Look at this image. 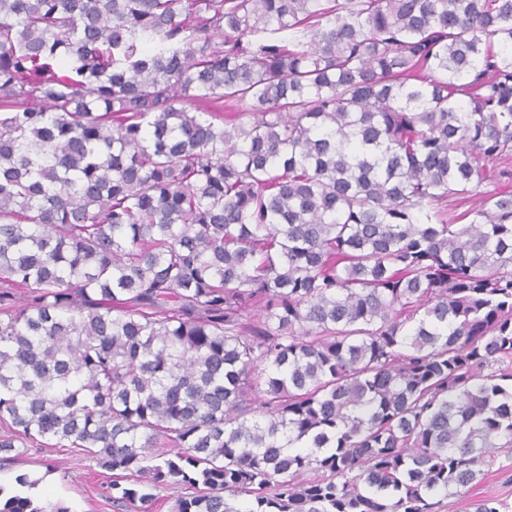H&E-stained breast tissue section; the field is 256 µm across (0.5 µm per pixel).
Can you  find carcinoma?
<instances>
[{"label":"carcinoma","instance_id":"obj_1","mask_svg":"<svg viewBox=\"0 0 512 512\" xmlns=\"http://www.w3.org/2000/svg\"><path fill=\"white\" fill-rule=\"evenodd\" d=\"M0 424L120 512L480 483L512 447V0H0ZM15 483L0 512H69Z\"/></svg>","mask_w":512,"mask_h":512}]
</instances>
